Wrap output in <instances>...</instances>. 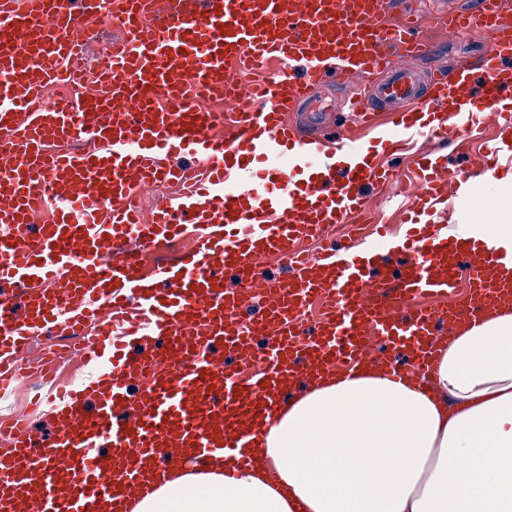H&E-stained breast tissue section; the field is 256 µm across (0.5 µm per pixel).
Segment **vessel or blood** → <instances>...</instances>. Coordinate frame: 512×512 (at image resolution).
<instances>
[{
	"label": "vessel or blood",
	"instance_id": "b4317fda",
	"mask_svg": "<svg viewBox=\"0 0 512 512\" xmlns=\"http://www.w3.org/2000/svg\"><path fill=\"white\" fill-rule=\"evenodd\" d=\"M394 4L0 0V389L32 339L47 333L85 334L76 353L95 386L91 404L84 388L60 391L50 443L21 421L0 422V512H95L99 504L129 512L166 484L172 464L193 471L222 457L247 469L264 446L259 423L278 416L281 393L299 380L372 363L429 384L438 325L469 324L512 304V253L441 234L457 209L480 217L495 199L427 155L397 269L374 264L354 236L314 262L297 247L329 225L353 223L366 189L393 181L379 151L403 154L427 134L463 147L461 118L488 116L504 129L493 151L512 170V112L503 107L512 103V24L503 0L437 15L438 28L492 35L476 63H462L429 93L399 61L432 45ZM103 14L120 35L95 69L97 93L46 102L48 88L84 80L92 21ZM270 61L280 65L274 78L243 84L234 76L235 64ZM329 75L370 80L369 94L350 102L363 128H380L375 101L403 104L379 144L344 130L339 162L287 120ZM214 100L223 114L209 110ZM220 119L232 138L212 135ZM50 139L67 149L49 150ZM160 184L177 191L159 196L143 219L138 204ZM49 200L55 220L30 232ZM190 228L195 249L145 274L144 251ZM271 254L287 261V278H269ZM462 271L470 296L452 307ZM228 278L235 290L225 289ZM314 298L327 310L310 334L304 311ZM413 300L414 314L399 315ZM131 335L160 343L144 355L130 348ZM218 349L264 367L241 382Z\"/></svg>",
	"mask_w": 512,
	"mask_h": 512
}]
</instances>
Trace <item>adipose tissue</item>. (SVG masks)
Listing matches in <instances>:
<instances>
[{
    "mask_svg": "<svg viewBox=\"0 0 512 512\" xmlns=\"http://www.w3.org/2000/svg\"><path fill=\"white\" fill-rule=\"evenodd\" d=\"M504 196L494 223L451 235L512 249ZM261 433L251 468L174 469L132 512H512V309L449 334L428 388L368 368L323 378Z\"/></svg>",
    "mask_w": 512,
    "mask_h": 512,
    "instance_id": "obj_1",
    "label": "adipose tissue"
}]
</instances>
